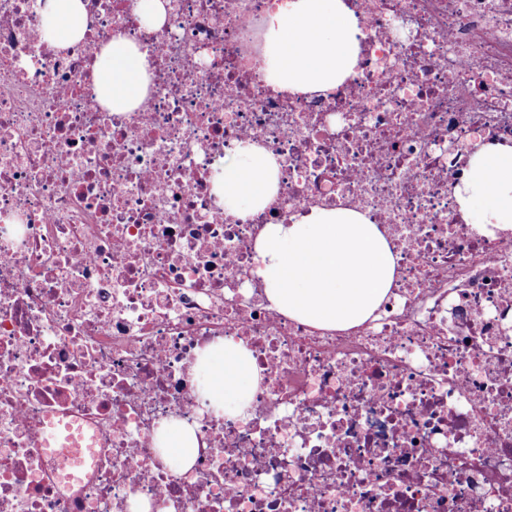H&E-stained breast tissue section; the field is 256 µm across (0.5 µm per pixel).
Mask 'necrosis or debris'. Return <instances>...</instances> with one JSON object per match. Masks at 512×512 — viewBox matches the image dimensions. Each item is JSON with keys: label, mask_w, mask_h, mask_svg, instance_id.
Returning a JSON list of instances; mask_svg holds the SVG:
<instances>
[{"label": "necrosis or debris", "mask_w": 512, "mask_h": 512, "mask_svg": "<svg viewBox=\"0 0 512 512\" xmlns=\"http://www.w3.org/2000/svg\"><path fill=\"white\" fill-rule=\"evenodd\" d=\"M44 0H0V512H512V230L482 232L453 188L478 145L512 146V0H347L356 73L275 92L265 21L285 0H82L66 50ZM149 63L139 107L102 105L101 49ZM254 142L279 189L225 214L212 164ZM341 207L396 257L374 316L324 330L269 307V224ZM231 338L261 381L249 415L198 396ZM79 436L78 478L44 445ZM190 428L186 470L155 443Z\"/></svg>", "instance_id": "1"}]
</instances>
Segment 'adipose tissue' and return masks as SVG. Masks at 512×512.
Listing matches in <instances>:
<instances>
[{
    "mask_svg": "<svg viewBox=\"0 0 512 512\" xmlns=\"http://www.w3.org/2000/svg\"><path fill=\"white\" fill-rule=\"evenodd\" d=\"M84 33L81 0H46L43 35L63 50ZM361 32L344 0H288L266 20L265 66L269 85L296 97L326 93L353 75ZM102 103L133 111L149 84L148 63L123 35L113 37L95 65ZM215 190L226 214L245 215L277 193V158L255 144L237 147L213 165ZM471 223L512 227V147L476 151L466 178L454 188ZM254 262L266 301L305 324L348 329L370 319L389 292L395 256L377 225L358 212L316 208L299 220L266 225ZM199 396L217 414L245 415L260 377L250 352L231 339L204 351ZM165 458L190 468L197 454L193 431L165 424L157 434Z\"/></svg>",
    "mask_w": 512,
    "mask_h": 512,
    "instance_id": "1",
    "label": "adipose tissue"
}]
</instances>
